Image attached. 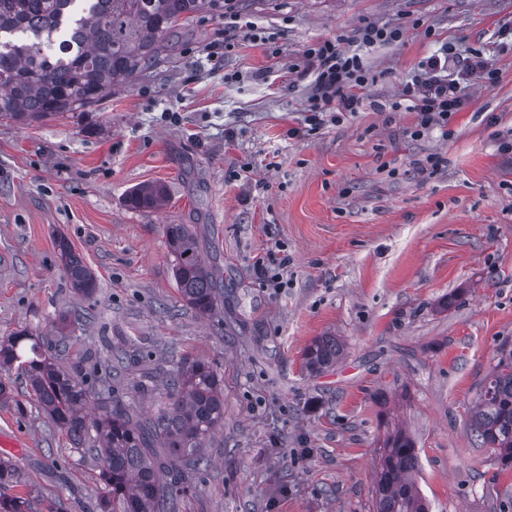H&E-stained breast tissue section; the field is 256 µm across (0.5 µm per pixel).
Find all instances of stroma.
<instances>
[{
	"instance_id": "stroma-1",
	"label": "stroma",
	"mask_w": 512,
	"mask_h": 512,
	"mask_svg": "<svg viewBox=\"0 0 512 512\" xmlns=\"http://www.w3.org/2000/svg\"><path fill=\"white\" fill-rule=\"evenodd\" d=\"M279 49L240 38L206 57L224 19L203 10L160 61L99 111L27 125L0 121V337L28 327L55 343L62 314L69 364L90 392L128 367L113 392L141 418L163 402L185 357L224 382V427L181 512H372L386 421L414 439L416 484L430 512H497L512 491L470 409L497 345L512 339V0H230ZM400 25L401 42L363 51L374 81L361 111L316 129L303 122V47L359 25ZM494 60V86L466 85L468 104L414 139V113L392 110L419 61L442 43ZM240 73V81L224 76ZM437 156L438 168L426 160ZM161 183L167 201L135 210L127 193ZM187 224L224 288L211 315L177 290L164 227ZM65 236L97 278L71 288L55 240ZM287 288L255 267L272 247ZM319 336L344 345L310 376L302 355ZM0 449L23 483L26 512H96L100 464L74 448L20 384L0 372Z\"/></svg>"
}]
</instances>
